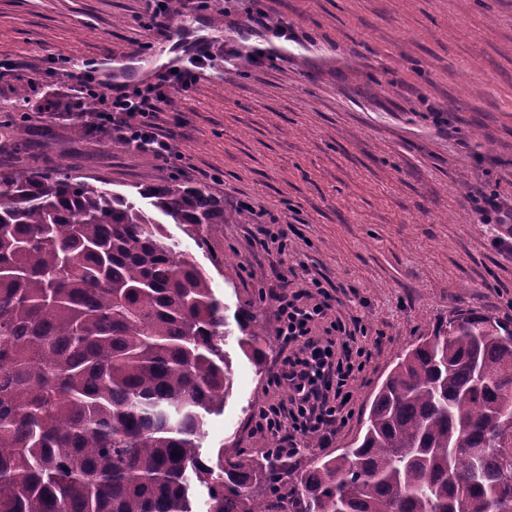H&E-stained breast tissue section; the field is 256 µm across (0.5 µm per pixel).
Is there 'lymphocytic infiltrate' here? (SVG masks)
I'll return each instance as SVG.
<instances>
[{
  "label": "lymphocytic infiltrate",
  "mask_w": 512,
  "mask_h": 512,
  "mask_svg": "<svg viewBox=\"0 0 512 512\" xmlns=\"http://www.w3.org/2000/svg\"><path fill=\"white\" fill-rule=\"evenodd\" d=\"M210 48L202 46L175 73L158 83L130 91L107 94L103 84L85 80L82 102L100 105L96 117L114 139L155 157L167 159L172 144L157 122L163 105L170 102L172 88H185L210 64ZM277 333L282 343L272 386H286L287 399L262 406L252 418V429L277 438V453L292 454L302 440L314 436L327 447L352 416L348 397L364 369L367 352L357 337L366 328L360 319L352 323L328 320L334 300L320 281L311 288L291 290L287 275L276 277ZM329 321L328 336L314 335L321 321Z\"/></svg>",
  "instance_id": "1"
}]
</instances>
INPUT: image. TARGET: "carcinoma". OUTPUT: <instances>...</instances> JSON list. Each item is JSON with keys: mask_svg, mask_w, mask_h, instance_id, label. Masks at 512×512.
Returning <instances> with one entry per match:
<instances>
[{"mask_svg": "<svg viewBox=\"0 0 512 512\" xmlns=\"http://www.w3.org/2000/svg\"><path fill=\"white\" fill-rule=\"evenodd\" d=\"M0 173V512H498L512 494V329L459 313L401 359L355 446L313 460L201 457L232 387L211 279L128 196ZM138 195L187 233L224 201L175 178ZM237 343L270 347L253 305Z\"/></svg>", "mask_w": 512, "mask_h": 512, "instance_id": "1", "label": "carcinoma"}]
</instances>
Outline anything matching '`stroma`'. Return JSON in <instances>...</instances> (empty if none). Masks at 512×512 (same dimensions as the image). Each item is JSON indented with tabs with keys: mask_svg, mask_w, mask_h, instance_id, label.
Returning <instances> with one entry per match:
<instances>
[{
	"mask_svg": "<svg viewBox=\"0 0 512 512\" xmlns=\"http://www.w3.org/2000/svg\"><path fill=\"white\" fill-rule=\"evenodd\" d=\"M172 27L211 43L213 61L158 123L180 163L116 149L88 116L60 117L86 72L107 80V62H134L151 43L156 64L177 65L178 44L152 39L144 0H0V172L26 165L106 181L135 196L170 177L223 199L230 219L201 234L164 223L179 250L212 281L226 319L254 304L277 327L266 291L276 274L295 287L320 279L338 289L329 320L360 318L371 355L354 384V415L330 448L357 439L366 409L399 358L457 312L512 326V224H484L470 196L482 189L512 205V0H174ZM263 10L287 40L250 29ZM223 28H215V18ZM70 58L44 75V58ZM30 101L17 106L20 88ZM29 138L19 157L12 136ZM289 224L285 252L264 250L257 213ZM233 379L222 413L205 426L204 458L218 449L265 453L253 414L286 389L224 342Z\"/></svg>",
	"mask_w": 512,
	"mask_h": 512,
	"instance_id": "obj_1",
	"label": "stroma"
}]
</instances>
